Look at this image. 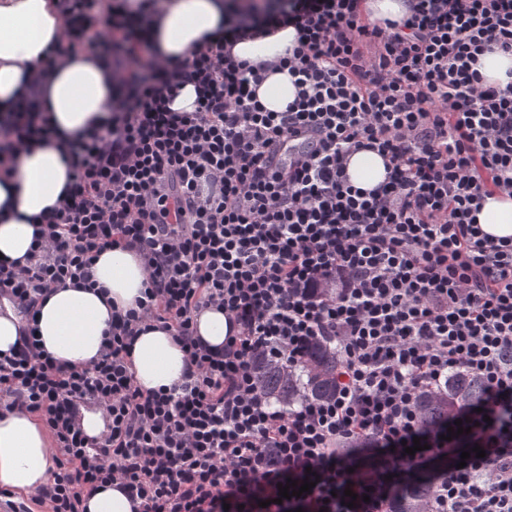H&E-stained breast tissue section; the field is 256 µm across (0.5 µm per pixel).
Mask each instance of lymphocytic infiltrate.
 Returning <instances> with one entry per match:
<instances>
[{
	"mask_svg": "<svg viewBox=\"0 0 512 512\" xmlns=\"http://www.w3.org/2000/svg\"><path fill=\"white\" fill-rule=\"evenodd\" d=\"M158 5L56 0L57 54L112 46L124 101L69 143L73 180L26 264L0 260V297L30 322L52 288L94 287L112 247L136 249L148 281L135 308L113 312L90 366L61 367L30 326L0 355V407L38 415L54 440L37 503L85 512L114 485L134 512H389L396 487L429 478L425 512H512V239L477 223L486 197L512 198V82L477 69L485 52L512 54V0H407L401 20L381 22L363 0H224L211 43L145 69ZM287 25L297 44L278 66L297 92L270 112L255 92L270 66L232 48ZM45 76L0 118V172L51 136ZM187 83L195 111H171ZM302 134L312 149L274 164ZM360 150L385 159L367 192L347 174ZM211 307L232 326L219 348L196 332ZM150 326L172 331L189 362L167 391L134 381L133 342ZM315 338L339 354L335 395L275 403L256 358L297 370ZM456 372L483 394L455 410L466 432L452 437L448 422L424 423L418 397ZM88 406L106 415L100 435L82 427ZM415 438L424 450L406 453ZM312 471L315 487L280 499V484Z\"/></svg>",
	"mask_w": 512,
	"mask_h": 512,
	"instance_id": "f902f5d3",
	"label": "lymphocytic infiltrate"
}]
</instances>
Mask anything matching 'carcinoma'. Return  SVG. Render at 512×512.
Instances as JSON below:
<instances>
[{
	"label": "carcinoma",
	"mask_w": 512,
	"mask_h": 512,
	"mask_svg": "<svg viewBox=\"0 0 512 512\" xmlns=\"http://www.w3.org/2000/svg\"><path fill=\"white\" fill-rule=\"evenodd\" d=\"M255 381L272 400L293 402L300 397L327 399L336 392V376L340 359L336 348L324 339L310 342L303 353L301 368L290 373L279 361L260 357L255 362ZM481 380L469 374L453 373L439 391L420 398L423 421L436 424L448 418L458 406L482 396ZM432 492V484L413 482L399 489L391 512H423Z\"/></svg>",
	"instance_id": "cac0c4a2"
}]
</instances>
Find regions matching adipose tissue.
Returning a JSON list of instances; mask_svg holds the SVG:
<instances>
[{
	"label": "adipose tissue",
	"instance_id": "obj_1",
	"mask_svg": "<svg viewBox=\"0 0 512 512\" xmlns=\"http://www.w3.org/2000/svg\"><path fill=\"white\" fill-rule=\"evenodd\" d=\"M224 24V0H162L150 19L151 53L177 62L206 44ZM63 19L55 0H0V113L8 112L24 76L51 63L45 83L44 114L54 136L21 150L12 169L0 173V259L25 260L33 241L32 216L53 208L73 175L66 146L89 126L104 125L121 105V76L96 53L49 60ZM296 32L287 27L244 39L234 55L253 63L273 61L293 47ZM97 287H57L36 304L37 337L46 354L66 368H83L99 355L113 310L134 307L147 273L135 250L112 248L94 264ZM132 371L142 389H171L181 382L187 358L171 332L140 333L132 350ZM50 436L37 418L21 410H0V489L32 495L49 483L53 462Z\"/></svg>",
	"mask_w": 512,
	"mask_h": 512
}]
</instances>
